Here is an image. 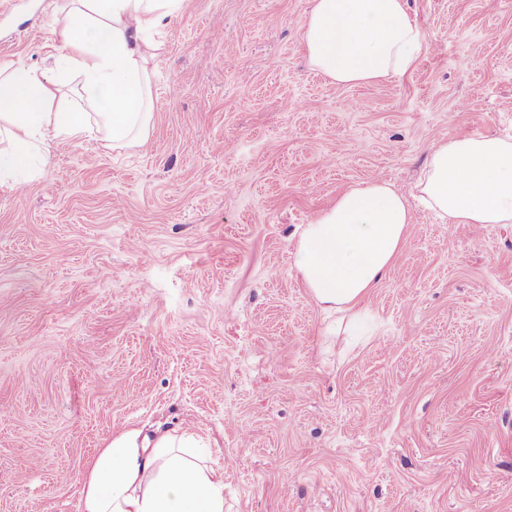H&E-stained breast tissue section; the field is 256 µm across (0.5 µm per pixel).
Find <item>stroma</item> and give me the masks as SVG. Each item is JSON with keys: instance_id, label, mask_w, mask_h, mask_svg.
<instances>
[{"instance_id": "obj_1", "label": "stroma", "mask_w": 512, "mask_h": 512, "mask_svg": "<svg viewBox=\"0 0 512 512\" xmlns=\"http://www.w3.org/2000/svg\"><path fill=\"white\" fill-rule=\"evenodd\" d=\"M402 76L332 83L310 0H184L147 140L53 143L0 187V512H79L123 428L203 435L224 512H512V224L416 198L433 143L512 138V0H408ZM71 0H0V65L58 73ZM373 178L412 211L360 341L324 336L301 225Z\"/></svg>"}]
</instances>
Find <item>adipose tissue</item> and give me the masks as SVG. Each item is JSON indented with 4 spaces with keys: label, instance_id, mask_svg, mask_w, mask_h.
Instances as JSON below:
<instances>
[{
    "label": "adipose tissue",
    "instance_id": "1",
    "mask_svg": "<svg viewBox=\"0 0 512 512\" xmlns=\"http://www.w3.org/2000/svg\"><path fill=\"white\" fill-rule=\"evenodd\" d=\"M77 23L61 34L60 65L79 71L82 103L61 109L57 86L37 70L0 69V187L19 188L59 140L103 134L116 146L143 142L151 121V31L184 0H77ZM303 46L313 67L341 85L412 69L423 49L408 0H312ZM421 200L456 224L512 223V143L467 136L434 144ZM411 215L404 194L373 179L350 188L302 225L297 272L327 320L326 331L358 330L364 300L397 262ZM195 432L153 438L126 429L91 460L80 512H224V470L201 453Z\"/></svg>",
    "mask_w": 512,
    "mask_h": 512
}]
</instances>
